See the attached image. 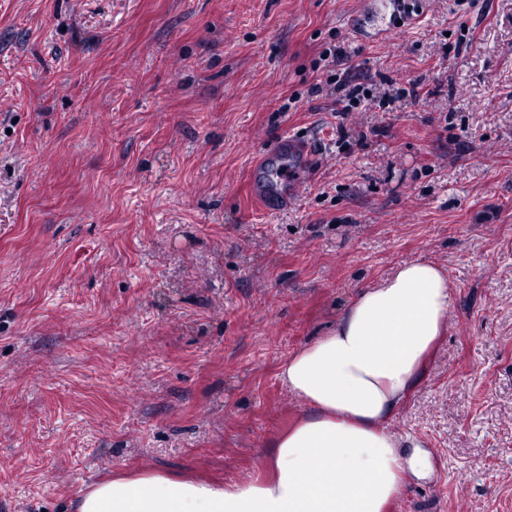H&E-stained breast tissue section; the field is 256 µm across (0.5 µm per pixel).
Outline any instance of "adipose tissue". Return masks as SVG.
I'll return each mask as SVG.
<instances>
[{"label":"adipose tissue","instance_id":"1","mask_svg":"<svg viewBox=\"0 0 512 512\" xmlns=\"http://www.w3.org/2000/svg\"><path fill=\"white\" fill-rule=\"evenodd\" d=\"M450 302L443 267L402 264L283 363L280 379L309 411L270 442L257 475L223 483L146 469L93 486L76 512H390L405 475H424L428 458L388 421L419 381Z\"/></svg>","mask_w":512,"mask_h":512}]
</instances>
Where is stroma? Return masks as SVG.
I'll return each instance as SVG.
<instances>
[{
  "label": "stroma",
  "mask_w": 512,
  "mask_h": 512,
  "mask_svg": "<svg viewBox=\"0 0 512 512\" xmlns=\"http://www.w3.org/2000/svg\"><path fill=\"white\" fill-rule=\"evenodd\" d=\"M454 7L389 39L369 0H0V512L247 479L307 409L288 356L418 258L451 304L388 422L430 461L391 512H512V0ZM287 136L320 170L272 212Z\"/></svg>",
  "instance_id": "stroma-1"
}]
</instances>
